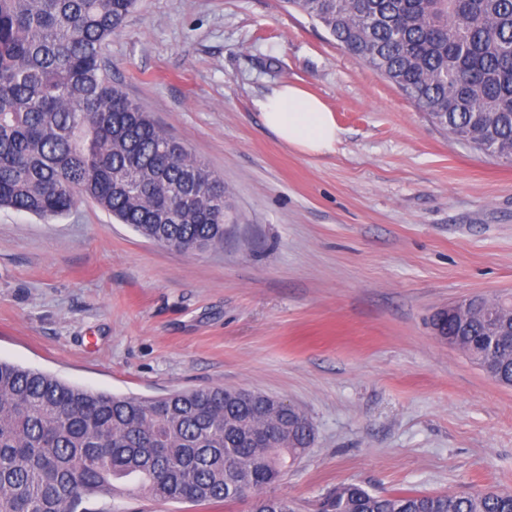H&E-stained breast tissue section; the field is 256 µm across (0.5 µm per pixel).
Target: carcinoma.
I'll list each match as a JSON object with an SVG mask.
<instances>
[{
    "label": "carcinoma",
    "instance_id": "obj_1",
    "mask_svg": "<svg viewBox=\"0 0 512 512\" xmlns=\"http://www.w3.org/2000/svg\"><path fill=\"white\" fill-rule=\"evenodd\" d=\"M138 0H0V207L52 219L90 200L183 252L224 246V181L112 82L102 46ZM471 148L512 159V0H285ZM443 331L512 383V318L448 315ZM314 440L272 398L201 388L115 396L0 361V512H104L134 490L159 501L270 493ZM318 512H512V492L374 493L342 483Z\"/></svg>",
    "mask_w": 512,
    "mask_h": 512
}]
</instances>
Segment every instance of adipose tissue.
Masks as SVG:
<instances>
[{"label": "adipose tissue", "instance_id": "obj_1", "mask_svg": "<svg viewBox=\"0 0 512 512\" xmlns=\"http://www.w3.org/2000/svg\"><path fill=\"white\" fill-rule=\"evenodd\" d=\"M265 127L280 141L305 155L333 151L340 129L333 113L305 90L283 85L258 102Z\"/></svg>", "mask_w": 512, "mask_h": 512}]
</instances>
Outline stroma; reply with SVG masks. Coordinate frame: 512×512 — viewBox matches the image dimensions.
Instances as JSON below:
<instances>
[{
    "instance_id": "1",
    "label": "stroma",
    "mask_w": 512,
    "mask_h": 512,
    "mask_svg": "<svg viewBox=\"0 0 512 512\" xmlns=\"http://www.w3.org/2000/svg\"><path fill=\"white\" fill-rule=\"evenodd\" d=\"M104 57L114 83L224 180L240 217L193 254L90 201L44 221L0 209V360L153 398L245 388L291 403L315 440L275 494L331 487L512 490V388L435 335L433 314L512 294V162L448 137L284 0H139ZM283 84L340 129L307 156L263 124ZM106 512H249L248 500Z\"/></svg>"
}]
</instances>
